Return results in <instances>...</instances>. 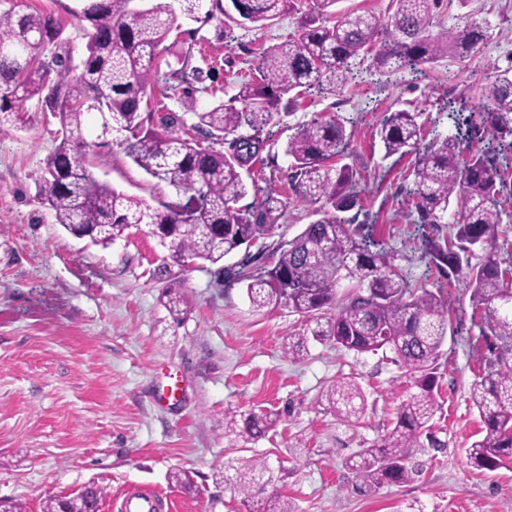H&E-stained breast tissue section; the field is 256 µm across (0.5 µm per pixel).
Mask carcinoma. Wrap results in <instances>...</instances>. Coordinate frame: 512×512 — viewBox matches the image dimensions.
<instances>
[{
  "label": "carcinoma",
  "mask_w": 512,
  "mask_h": 512,
  "mask_svg": "<svg viewBox=\"0 0 512 512\" xmlns=\"http://www.w3.org/2000/svg\"><path fill=\"white\" fill-rule=\"evenodd\" d=\"M132 2L81 0L75 17L90 30L77 61L68 51H53L60 32L49 19L13 8L0 11V128L15 123L33 99L58 116L60 143L37 175L41 200L55 222L76 238L104 246L130 227L144 225L178 266L186 259L217 264L278 226L282 201L273 190L250 206L236 202L251 189L259 191L248 188L241 169L264 148L262 117L277 110L283 97L292 102L302 94L339 92L357 78L358 63L387 78L406 71L423 75L450 54L470 56L489 38L488 26L468 15L432 33L440 0H391L387 23L368 11L338 18L331 11L337 0H313L296 36L259 53L257 77L236 95L242 107L217 103L195 113L194 134H180L174 130V115L141 113L163 63L169 67L167 78L193 99L186 54L177 42H168L177 17L168 0H148L139 8ZM231 2L238 16L253 24L300 10L296 0ZM486 91L478 122L464 118L457 128L482 130L499 150L512 153V80L490 76ZM92 115L98 134L89 141L85 129ZM420 116L388 112L379 136L386 155H415L410 195L417 223L453 226L449 238H426L423 247L435 266L448 267V276L470 292L480 314L488 354L470 397L483 427L468 457L475 468L494 471L512 466V269L502 266L497 250L498 196L505 179L494 157L467 143V132L425 142ZM154 118L157 125H145ZM245 125L255 134L229 138ZM110 145L171 187L175 197L152 207L100 181L93 169L108 160L101 149ZM348 146L345 126L334 116L298 125L287 145L289 186L317 219L281 244L270 266L257 273L223 274L247 281L253 308L285 306L299 315L315 341L357 355L390 352L416 388L398 405L384 434L343 460L360 487L374 491L414 481L415 449L448 447L432 420L442 410L436 370L452 313L441 292L411 285L388 252L371 250L355 218L342 217L362 207L356 173L344 162ZM344 281L351 287L340 289ZM163 296L173 314L186 312L183 294L168 288ZM307 336L288 337V353H302ZM324 400L339 423L358 424L365 404L358 383L338 380ZM275 421L272 412L229 411L224 435L249 441ZM268 471L267 461L250 460L238 473L234 493L242 497L246 512H293L288 500L254 490L256 475ZM103 497V488L86 485L68 496L48 498L43 512H89V505Z\"/></svg>",
  "instance_id": "cac0c4a2"
}]
</instances>
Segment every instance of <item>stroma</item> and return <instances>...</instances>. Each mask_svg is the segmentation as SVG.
Masks as SVG:
<instances>
[{
    "instance_id": "35a3bbf8",
    "label": "stroma",
    "mask_w": 512,
    "mask_h": 512,
    "mask_svg": "<svg viewBox=\"0 0 512 512\" xmlns=\"http://www.w3.org/2000/svg\"><path fill=\"white\" fill-rule=\"evenodd\" d=\"M14 3L50 17L62 42L83 52L88 26L73 15L79 0H0V10ZM170 3L202 90L188 100L161 83L151 100L188 126L194 111L235 99L260 48L298 33L294 13L257 26L236 23L230 0H200L191 15L186 0ZM467 10L490 26L471 57L440 60L424 81L365 70L341 92L303 96L292 112L268 119L265 148L242 176L282 199L279 229L226 255L222 266L263 267L278 244L314 221L288 190L285 149L295 124L336 116L351 135L348 162L359 174L365 233L411 284L458 297L425 256L411 216L415 158L385 155L376 126L383 112L408 110L420 113L427 138H445L455 132L449 109L481 111L487 73L512 78V0L465 7L441 0L434 29L452 27ZM23 118L0 129V512L14 503L42 512L46 499L90 483L105 491L100 512H120L135 491L159 496L171 512H245L230 488L245 458L269 460L273 491L295 512H512V469L480 471L467 458L483 426L470 387L485 356L470 303L453 320L437 370L447 450L416 452L414 482L359 492L343 460L386 429L411 390L408 378L382 354L357 355L327 342L312 340L303 355H288L289 336L303 331L298 315L284 307L254 310L245 284L221 282L222 266H165V251L147 227L106 248L68 234L36 182L58 144L59 122L33 100ZM95 173L152 205L173 195L118 148ZM166 288L188 294L191 309L182 320L161 303ZM160 369L180 385L166 405L154 396ZM345 378L366 394L353 428L338 424L321 400L327 386ZM235 410L272 411L278 420L265 436L243 441L224 434V415ZM175 469L186 485L169 481Z\"/></svg>"
}]
</instances>
